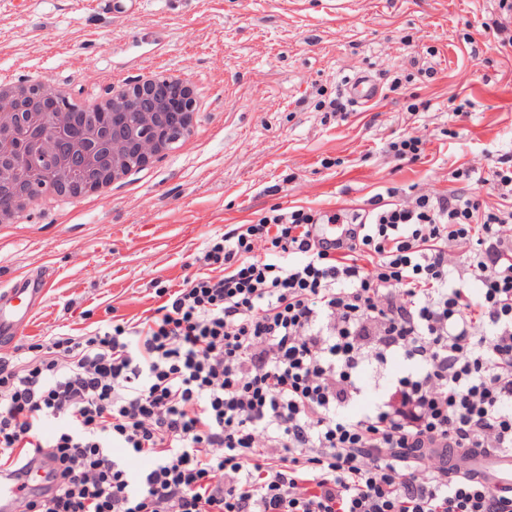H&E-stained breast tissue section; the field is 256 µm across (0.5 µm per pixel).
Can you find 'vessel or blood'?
<instances>
[{
    "instance_id": "vessel-or-blood-1",
    "label": "vessel or blood",
    "mask_w": 512,
    "mask_h": 512,
    "mask_svg": "<svg viewBox=\"0 0 512 512\" xmlns=\"http://www.w3.org/2000/svg\"><path fill=\"white\" fill-rule=\"evenodd\" d=\"M102 9L112 17L121 18L139 11L142 0H98ZM344 90L350 101L369 105L380 93L379 83L367 73L346 77ZM50 275L44 271L24 272L0 286V347L11 346L25 330L44 301ZM450 468L471 470L491 486L512 487V455L449 456ZM52 464L44 457L36 458L21 473L0 467V512H18L25 493L52 491Z\"/></svg>"
}]
</instances>
